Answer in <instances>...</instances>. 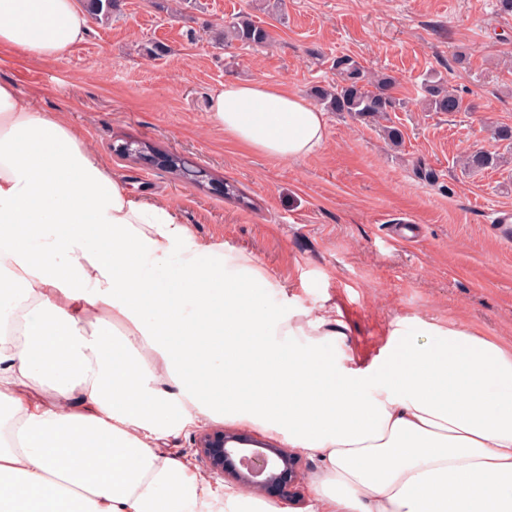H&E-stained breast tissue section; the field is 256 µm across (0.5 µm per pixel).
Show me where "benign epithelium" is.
<instances>
[{"label":"benign epithelium","mask_w":512,"mask_h":512,"mask_svg":"<svg viewBox=\"0 0 512 512\" xmlns=\"http://www.w3.org/2000/svg\"><path fill=\"white\" fill-rule=\"evenodd\" d=\"M194 446L206 457L211 471L253 492H284L291 503L301 501L305 476L298 457L286 448L248 440L224 430H202Z\"/></svg>","instance_id":"1"}]
</instances>
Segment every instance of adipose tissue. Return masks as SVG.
<instances>
[{"mask_svg": "<svg viewBox=\"0 0 512 512\" xmlns=\"http://www.w3.org/2000/svg\"><path fill=\"white\" fill-rule=\"evenodd\" d=\"M87 29L77 0H0V45L30 60ZM206 118L281 160L327 129L256 81L221 85ZM283 293L0 84V512H282L157 454L203 419L318 458L312 512H512V346L401 319L380 355L340 363V310Z\"/></svg>", "mask_w": 512, "mask_h": 512, "instance_id": "ef3b65f1", "label": "adipose tissue"}]
</instances>
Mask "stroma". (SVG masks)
Segmentation results:
<instances>
[{
    "instance_id": "35a3bbf8",
    "label": "stroma",
    "mask_w": 512,
    "mask_h": 512,
    "mask_svg": "<svg viewBox=\"0 0 512 512\" xmlns=\"http://www.w3.org/2000/svg\"><path fill=\"white\" fill-rule=\"evenodd\" d=\"M241 13L269 31L267 45L222 42L225 21ZM89 27L58 60L0 48V83L64 113L135 198L170 204L201 242L250 253L295 306L340 307L337 353L371 360L401 317L459 321L512 344V239L492 222L512 208V147L489 130L512 125V14L498 0H183L176 13L170 0H116L111 21ZM343 54L394 78L400 147L331 112L320 149L284 161L206 124L209 98L225 82L306 97L331 81ZM430 72L447 79L462 111L419 109ZM129 139L181 156L207 181L198 188L117 156L113 145ZM472 151L506 162L464 170L459 158ZM422 167L436 181L421 179ZM197 433L171 435L158 454L223 484L195 448Z\"/></svg>"
}]
</instances>
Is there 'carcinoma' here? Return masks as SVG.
Masks as SVG:
<instances>
[{
    "label": "carcinoma",
    "mask_w": 512,
    "mask_h": 512,
    "mask_svg": "<svg viewBox=\"0 0 512 512\" xmlns=\"http://www.w3.org/2000/svg\"><path fill=\"white\" fill-rule=\"evenodd\" d=\"M84 8L97 21L107 22L112 17L114 0H83ZM270 41L267 29L256 24L250 17L240 15L224 25V42H239L247 46H262ZM331 69L336 80L312 89V95L330 112L346 113L360 121L378 123L389 120V113L396 111L400 100L392 95L394 79L386 74L368 72L349 55L332 60ZM424 111L459 112L462 100L448 88V83L438 75H431L424 83ZM170 172L197 185L203 183L206 174L201 169H191L178 156H172ZM463 166L470 171L495 168L499 157L484 151L466 154Z\"/></svg>",
    "instance_id": "carcinoma-1"
}]
</instances>
